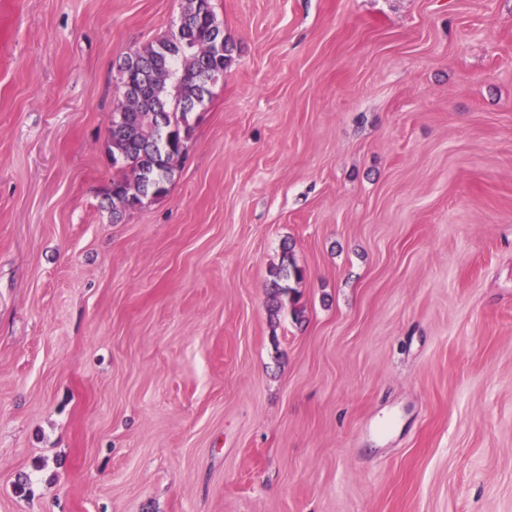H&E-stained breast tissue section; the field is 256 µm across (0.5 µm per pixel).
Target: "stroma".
Masks as SVG:
<instances>
[{"mask_svg": "<svg viewBox=\"0 0 512 512\" xmlns=\"http://www.w3.org/2000/svg\"><path fill=\"white\" fill-rule=\"evenodd\" d=\"M212 2L116 221L118 60L185 0H0V512H512V0ZM186 2L183 14L197 12L194 23L187 30H181L185 23V18L181 17L177 32L179 34L181 30L182 37L172 30L147 47L127 53L119 66L122 88L129 76L145 72L151 78L155 75L158 79L154 82L163 81V85L155 91L154 105L127 99L121 101L120 112L113 113L108 147L115 172L112 192L107 199L116 219L140 206L143 198L166 194V185L174 175L178 161L169 151L168 134L173 132L188 141L191 131L189 114L204 105L206 95L210 94V84L224 75L232 59L234 48L224 41L223 26L212 23L211 35L209 19H217L212 0ZM210 43L215 56L224 53L219 61L212 55ZM202 66L215 80L195 73ZM150 109L153 112H148ZM288 264L283 265L276 273L275 278L271 282L270 296L273 301V311L278 314L282 307L288 302L290 314L297 318L301 315L302 310L298 306L295 288L291 285V281L299 282L303 277V272L299 269L291 258L287 257Z\"/></svg>", "mask_w": 512, "mask_h": 512, "instance_id": "stroma-1", "label": "stroma"}]
</instances>
